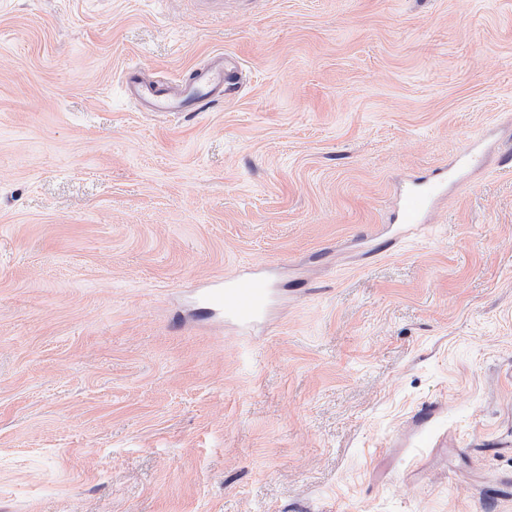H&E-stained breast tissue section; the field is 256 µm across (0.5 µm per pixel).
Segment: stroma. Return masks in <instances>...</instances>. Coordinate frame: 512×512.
<instances>
[{
  "mask_svg": "<svg viewBox=\"0 0 512 512\" xmlns=\"http://www.w3.org/2000/svg\"><path fill=\"white\" fill-rule=\"evenodd\" d=\"M507 149L512 0H0V512H512ZM239 67L235 58L218 54L188 83L162 87L132 76L127 82V90L136 105L150 112H183L192 105L195 111L201 112L217 97L224 95L228 69L238 71ZM456 174L451 168L438 169L428 176L415 178L402 193L394 224L414 226L424 222L429 210L445 192L448 180ZM272 300L273 288L263 272H244L214 282L200 296L202 310H224V321L242 332L263 322Z\"/></svg>",
  "mask_w": 512,
  "mask_h": 512,
  "instance_id": "stroma-1",
  "label": "stroma"
}]
</instances>
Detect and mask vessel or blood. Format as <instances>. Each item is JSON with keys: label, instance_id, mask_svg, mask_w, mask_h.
I'll return each instance as SVG.
<instances>
[{"label": "vessel or blood", "instance_id": "1", "mask_svg": "<svg viewBox=\"0 0 512 512\" xmlns=\"http://www.w3.org/2000/svg\"><path fill=\"white\" fill-rule=\"evenodd\" d=\"M239 67L235 58L218 54L190 82L162 87L133 76L127 82V90L136 105L151 112H183L190 107L200 112L223 95L228 70ZM453 175L452 169L443 168L415 178L400 197L394 223L405 226L423 223ZM272 300L273 290L268 278L256 272H244L214 282L200 296L202 310H223L225 322L243 332L263 322Z\"/></svg>", "mask_w": 512, "mask_h": 512}]
</instances>
